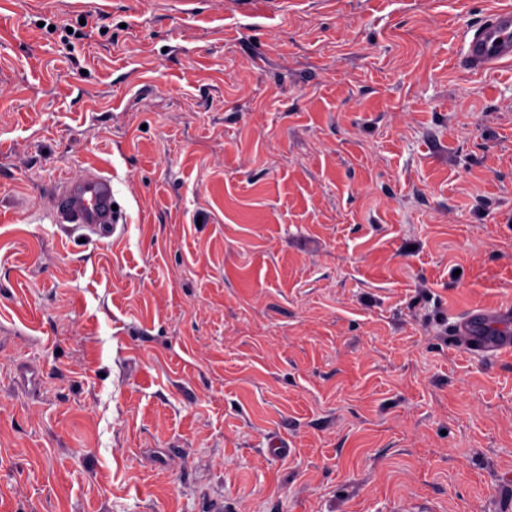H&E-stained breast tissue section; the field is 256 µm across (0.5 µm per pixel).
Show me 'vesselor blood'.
<instances>
[{
	"label": "vessel or blood",
	"instance_id": "1",
	"mask_svg": "<svg viewBox=\"0 0 512 512\" xmlns=\"http://www.w3.org/2000/svg\"><path fill=\"white\" fill-rule=\"evenodd\" d=\"M460 63L472 72H488L512 63V7L493 11L487 19L462 30ZM112 179L89 170L62 182L51 199L57 223L101 235L126 217L114 207ZM459 342L473 351L512 355V306L468 310L454 325Z\"/></svg>",
	"mask_w": 512,
	"mask_h": 512
}]
</instances>
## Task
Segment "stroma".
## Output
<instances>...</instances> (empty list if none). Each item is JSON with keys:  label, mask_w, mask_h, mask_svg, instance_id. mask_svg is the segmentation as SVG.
I'll list each match as a JSON object with an SVG mask.
<instances>
[{"label": "stroma", "mask_w": 512, "mask_h": 512, "mask_svg": "<svg viewBox=\"0 0 512 512\" xmlns=\"http://www.w3.org/2000/svg\"><path fill=\"white\" fill-rule=\"evenodd\" d=\"M510 4L0 0V512H512ZM461 66L488 72L512 63V7L493 11L487 19L462 30ZM115 204L111 176L87 170L80 176L62 182L51 199V210L59 224H73L76 229L100 236L105 225L115 231L127 222ZM512 306L495 309L482 307L468 310L454 325V336L466 348L490 352L494 355H512Z\"/></svg>", "instance_id": "1"}]
</instances>
